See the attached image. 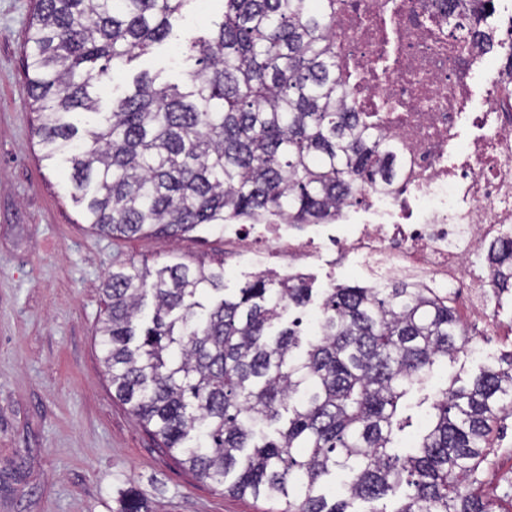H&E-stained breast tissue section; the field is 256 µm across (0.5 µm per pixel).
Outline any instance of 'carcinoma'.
<instances>
[{"label":"carcinoma","mask_w":512,"mask_h":512,"mask_svg":"<svg viewBox=\"0 0 512 512\" xmlns=\"http://www.w3.org/2000/svg\"><path fill=\"white\" fill-rule=\"evenodd\" d=\"M194 0H39L26 33L35 135L69 164L86 223L114 238H179L266 215L326 224L385 171L383 139L341 84L334 0H222L210 34L189 36L195 68L168 82L144 71L99 111L111 68L169 38ZM512 241L492 256L497 292ZM96 339L115 397L165 453L233 496L282 512H498L477 487L493 422L512 413V359L450 383L430 403L412 453L405 398L462 351L445 295L393 283L327 288L305 339L313 288L260 273L233 292L224 267L130 263L102 288ZM152 299L149 320L138 319ZM350 474L336 494V473Z\"/></svg>","instance_id":"cac0c4a2"}]
</instances>
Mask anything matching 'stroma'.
Returning a JSON list of instances; mask_svg holds the SVG:
<instances>
[{
    "label": "stroma",
    "instance_id": "stroma-1",
    "mask_svg": "<svg viewBox=\"0 0 512 512\" xmlns=\"http://www.w3.org/2000/svg\"><path fill=\"white\" fill-rule=\"evenodd\" d=\"M36 0H0V512H120L137 495L148 512H281L279 502L232 497L198 481L168 456L114 398L95 331L104 316L102 286L123 265L226 263L228 289L257 272L239 242L202 226L178 240L115 239L93 233L62 164L42 160L24 76V41ZM189 63L165 48L114 70L104 100L122 95L147 70L173 79ZM315 292L362 283L351 260L323 257L301 265ZM461 324L482 347L434 367L419 405L452 380L498 368L512 356V293L495 301L497 334H486L462 300ZM493 466L483 498L512 512V417L490 434Z\"/></svg>",
    "mask_w": 512,
    "mask_h": 512
}]
</instances>
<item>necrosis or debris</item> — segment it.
<instances>
[{
  "instance_id": "1",
  "label": "necrosis or debris",
  "mask_w": 512,
  "mask_h": 512,
  "mask_svg": "<svg viewBox=\"0 0 512 512\" xmlns=\"http://www.w3.org/2000/svg\"><path fill=\"white\" fill-rule=\"evenodd\" d=\"M462 0H336V55L359 112L383 135L388 176L363 194L370 224H321L294 237L285 224H228L265 260L316 250L360 259L369 286L398 279L448 297L493 324L486 246L512 240V0L488 45L484 26L460 35Z\"/></svg>"
}]
</instances>
